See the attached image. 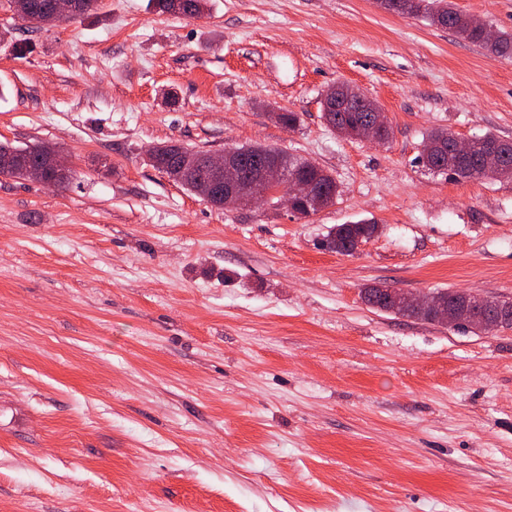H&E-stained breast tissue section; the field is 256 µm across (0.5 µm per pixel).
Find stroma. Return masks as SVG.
<instances>
[{"label":"stroma","instance_id":"obj_1","mask_svg":"<svg viewBox=\"0 0 512 512\" xmlns=\"http://www.w3.org/2000/svg\"><path fill=\"white\" fill-rule=\"evenodd\" d=\"M454 2L512 31V0ZM339 82L389 142L332 130ZM435 128L512 139V58L375 0H99L41 30L0 0V143L72 166L0 177V512H512V329L362 297L512 300V180L418 165ZM164 143L278 146L341 195L217 208L150 165ZM378 230L379 225L372 221L339 224L330 231L325 245L336 253L350 254L358 248L361 242L377 234ZM364 300L373 308L381 311L438 323L435 321L437 318L436 312L430 309L411 307L405 302L400 289L367 288L364 290Z\"/></svg>","mask_w":512,"mask_h":512}]
</instances>
